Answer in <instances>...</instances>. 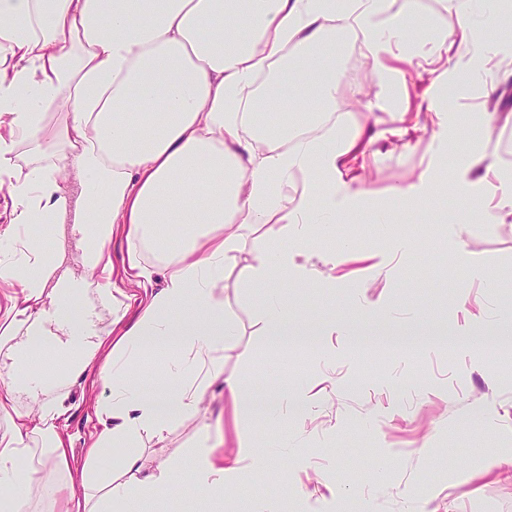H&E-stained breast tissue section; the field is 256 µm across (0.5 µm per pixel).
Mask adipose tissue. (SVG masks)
I'll use <instances>...</instances> for the list:
<instances>
[{
	"mask_svg": "<svg viewBox=\"0 0 512 512\" xmlns=\"http://www.w3.org/2000/svg\"><path fill=\"white\" fill-rule=\"evenodd\" d=\"M451 2L457 24L436 50L455 52L458 80L483 82L512 0ZM477 10L485 41L474 55ZM417 16L418 0H0V484L25 489L0 512L148 506L174 491L180 472L212 500L230 497L253 444L241 436L236 452L216 455L200 422L216 381L225 401L246 399L241 379L224 375V266L243 229L264 225L244 274L267 291V335L287 336L273 289L307 280L300 257L369 195L344 172L358 135L329 124L336 35L367 34L382 72L395 51L426 43L409 25ZM297 72L316 84L319 110L270 123L276 103L263 84L286 95ZM467 166L483 173L488 223L511 218L512 193L491 156L476 153ZM71 167L78 201L61 185ZM298 171L311 175L299 198L286 191ZM66 217L78 277L59 272V243L39 233ZM116 242L126 245L118 283ZM159 345L177 353L156 377L159 393L145 397L134 365ZM92 369L97 426L76 475L67 389ZM191 422L189 467L162 454L144 466V443L166 447Z\"/></svg>",
	"mask_w": 512,
	"mask_h": 512,
	"instance_id": "ef3b65f1",
	"label": "adipose tissue"
}]
</instances>
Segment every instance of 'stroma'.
Segmentation results:
<instances>
[{
    "label": "stroma",
    "mask_w": 512,
    "mask_h": 512,
    "mask_svg": "<svg viewBox=\"0 0 512 512\" xmlns=\"http://www.w3.org/2000/svg\"><path fill=\"white\" fill-rule=\"evenodd\" d=\"M407 85L405 98L389 95L367 47L336 68V110L381 119L387 134L366 149L362 178L369 204L391 211L380 228L364 218L344 216L336 234L319 244L305 264L308 281L288 280L280 295L298 324L335 323L336 333L314 346L291 349L266 336L256 310L262 293L244 281L262 231L243 232L240 249L224 267V317L235 333L224 345V374L246 382L255 406L235 412L224 405V385L210 389L204 422L221 423L226 446L250 437L266 464L260 478L244 474L236 498L259 512H512V481L498 480L502 462L512 458V346L497 349L495 314L512 311V222L482 223L478 172H464L476 149L494 153L512 173V76L500 78L492 94L465 87L439 103L444 63L420 57L395 62ZM437 99V111L457 115L456 146L448 134L427 123L401 135L391 115ZM433 187L420 203L396 196L426 167ZM412 241L401 261L377 267L368 254L382 233ZM353 242L366 260L343 251ZM336 257L328 268L321 255ZM437 329L439 346L399 351L364 349L363 341L389 334ZM304 388L308 413L270 419L264 399L271 387ZM87 383L74 384L67 431L75 465L84 462V443L96 424ZM289 444L291 459L275 462L274 450Z\"/></svg>",
    "instance_id": "stroma-1"
}]
</instances>
